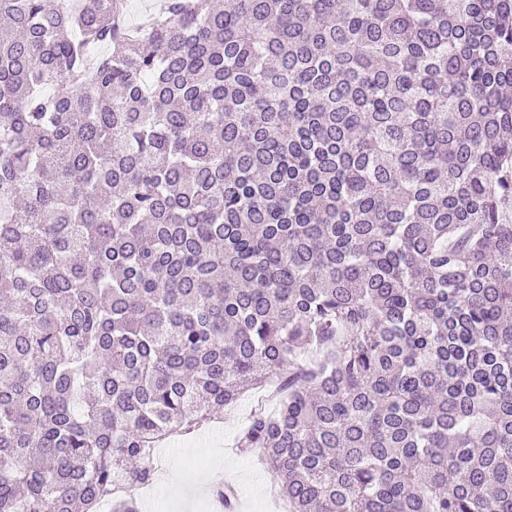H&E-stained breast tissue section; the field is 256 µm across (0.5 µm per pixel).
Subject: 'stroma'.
Returning <instances> with one entry per match:
<instances>
[{
  "label": "stroma",
  "mask_w": 512,
  "mask_h": 512,
  "mask_svg": "<svg viewBox=\"0 0 512 512\" xmlns=\"http://www.w3.org/2000/svg\"><path fill=\"white\" fill-rule=\"evenodd\" d=\"M258 392L250 391L239 398L215 420L219 432L200 428L167 440L153 459L155 485L163 497L166 512H216L215 494L205 491L193 508H185L182 487L194 484L212 469H219L222 483L238 490L235 512H286L279 487L263 459L261 451L242 455L235 451L239 430L248 420Z\"/></svg>",
  "instance_id": "35a3bbf8"
}]
</instances>
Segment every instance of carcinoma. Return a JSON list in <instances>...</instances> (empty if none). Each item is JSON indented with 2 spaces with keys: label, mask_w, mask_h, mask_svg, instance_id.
I'll return each instance as SVG.
<instances>
[{
  "label": "carcinoma",
  "mask_w": 512,
  "mask_h": 512,
  "mask_svg": "<svg viewBox=\"0 0 512 512\" xmlns=\"http://www.w3.org/2000/svg\"><path fill=\"white\" fill-rule=\"evenodd\" d=\"M0 0V512L236 439L288 512H512V0Z\"/></svg>",
  "instance_id": "cac0c4a2"
}]
</instances>
